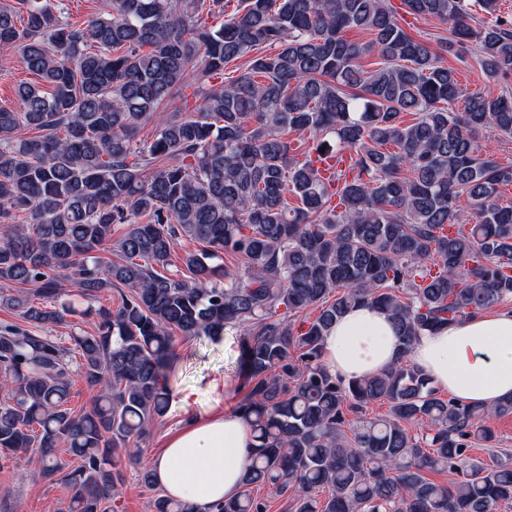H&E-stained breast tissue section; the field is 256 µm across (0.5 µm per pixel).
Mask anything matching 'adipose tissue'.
Masks as SVG:
<instances>
[{
    "instance_id": "adipose-tissue-1",
    "label": "adipose tissue",
    "mask_w": 512,
    "mask_h": 512,
    "mask_svg": "<svg viewBox=\"0 0 512 512\" xmlns=\"http://www.w3.org/2000/svg\"><path fill=\"white\" fill-rule=\"evenodd\" d=\"M400 355L391 319L369 306L343 315L322 341L324 367L344 380L375 375ZM409 358L458 402L494 406L512 397V311L488 310L425 334ZM174 404L188 419L155 459V482L195 512L237 496L255 446L250 427L237 412L194 415L191 390L181 391Z\"/></svg>"
}]
</instances>
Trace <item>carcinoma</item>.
I'll return each instance as SVG.
<instances>
[{
	"label": "carcinoma",
	"instance_id": "cac0c4a2",
	"mask_svg": "<svg viewBox=\"0 0 512 512\" xmlns=\"http://www.w3.org/2000/svg\"><path fill=\"white\" fill-rule=\"evenodd\" d=\"M63 2L0 5V52L20 51L38 78L18 86L20 110L0 107V469L30 451L68 488L56 512H116L123 467L169 410L175 335L230 328L256 444L245 490L209 512H269L261 485L290 512L511 505L512 456L472 451L495 447L487 421L512 416V398L458 404L408 359L420 336L512 302V165L479 141L512 137V93L468 92L442 63L474 57L512 77L500 0H401L451 23L434 49L389 0H238L218 26L202 15L224 0H112L82 28ZM475 8L492 21L472 25ZM353 29L371 40L350 41ZM365 54L376 68L358 64ZM188 88L204 91L196 111L165 112ZM156 114L152 140L136 141ZM324 157L348 165L325 180ZM183 242L203 249L170 271ZM107 288L117 305L93 306ZM365 304L390 315L402 356L334 378L322 336ZM90 315L92 331L56 335ZM76 377L96 391L80 413ZM376 401L388 413L366 416ZM153 507L194 512L165 494Z\"/></svg>",
	"mask_w": 512,
	"mask_h": 512
}]
</instances>
